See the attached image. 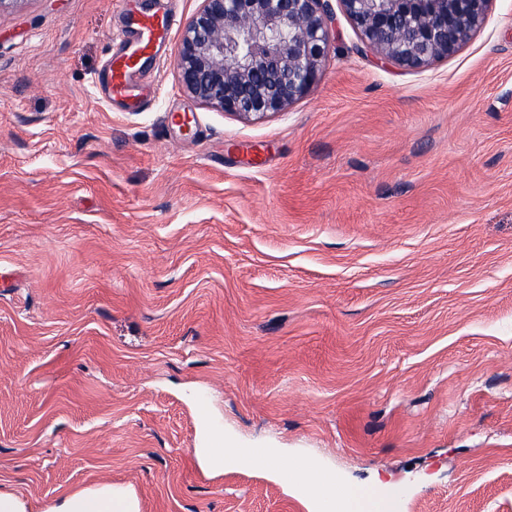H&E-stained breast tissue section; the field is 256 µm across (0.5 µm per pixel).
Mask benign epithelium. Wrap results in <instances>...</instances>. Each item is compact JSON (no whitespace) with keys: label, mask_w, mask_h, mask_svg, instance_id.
<instances>
[{"label":"benign epithelium","mask_w":512,"mask_h":512,"mask_svg":"<svg viewBox=\"0 0 512 512\" xmlns=\"http://www.w3.org/2000/svg\"><path fill=\"white\" fill-rule=\"evenodd\" d=\"M330 0H201L175 65L184 90L239 117L286 110L329 59ZM361 50L415 69L454 54L488 21L493 0H338Z\"/></svg>","instance_id":"obj_1"}]
</instances>
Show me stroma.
Here are the masks:
<instances>
[{
	"label": "stroma",
	"instance_id": "obj_1",
	"mask_svg": "<svg viewBox=\"0 0 512 512\" xmlns=\"http://www.w3.org/2000/svg\"><path fill=\"white\" fill-rule=\"evenodd\" d=\"M0 13V489L47 512H310L282 469L396 512H512V0L448 59L378 65L331 4L320 81L242 119L175 46L143 111L101 74L133 11ZM277 469L199 462L204 424ZM47 512H140V503L123 486L100 484L63 494Z\"/></svg>",
	"mask_w": 512,
	"mask_h": 512
}]
</instances>
